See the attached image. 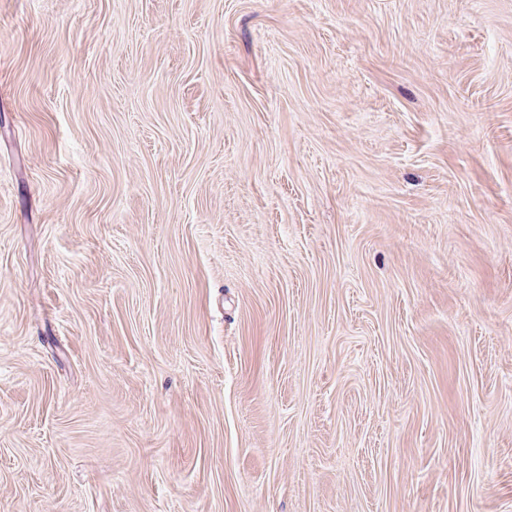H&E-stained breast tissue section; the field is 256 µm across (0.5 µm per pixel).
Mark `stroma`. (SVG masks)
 I'll return each mask as SVG.
<instances>
[{
	"instance_id": "stroma-1",
	"label": "stroma",
	"mask_w": 512,
	"mask_h": 512,
	"mask_svg": "<svg viewBox=\"0 0 512 512\" xmlns=\"http://www.w3.org/2000/svg\"><path fill=\"white\" fill-rule=\"evenodd\" d=\"M0 512H512V0H0Z\"/></svg>"
}]
</instances>
